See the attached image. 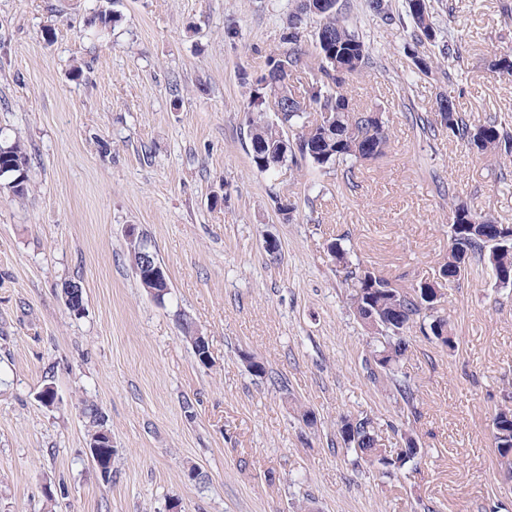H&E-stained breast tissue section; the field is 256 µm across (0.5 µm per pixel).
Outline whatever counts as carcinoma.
I'll return each mask as SVG.
<instances>
[{
    "label": "carcinoma",
    "instance_id": "cac0c4a2",
    "mask_svg": "<svg viewBox=\"0 0 512 512\" xmlns=\"http://www.w3.org/2000/svg\"><path fill=\"white\" fill-rule=\"evenodd\" d=\"M339 0H297L295 11L288 17V44L271 54L267 71L250 85L246 125L250 139L253 166L267 176L286 163L304 161L322 171L343 168L350 179L361 162L384 155L390 140L383 115L355 109L348 96V86L362 75L368 64L369 46L357 25L342 16ZM413 31L404 50L421 71L432 68V56L421 52L429 44L438 49L442 60L453 63L460 59L455 40L439 29L434 20L432 0H405ZM366 7L383 23H395L386 0H366ZM316 20L314 49H309L300 31L302 20ZM319 59L317 73L296 91L290 81L309 69L311 53ZM280 107L284 118H271L270 112ZM331 113L336 123L327 129L309 120L311 114ZM420 132L430 138L448 133V139L464 143L480 154L512 158V133L493 120L483 124L458 112L455 99L441 94L436 98L432 115H415ZM30 155L18 142L0 138V178L3 187L14 197L29 195L28 168ZM495 221L474 213L468 204L454 198L449 201L450 247L448 257L440 265L437 277L421 280L407 288L350 259V250L337 239L328 246L343 283L348 288L346 300L354 318L365 328L369 352L363 359L368 378L388 391L395 403L407 414L417 413L418 390L401 367L408 351L406 332L417 326L430 334L445 348L457 346L456 336L448 321L437 315L436 292L452 283L473 267L491 269L498 286L512 288V224L505 225L508 237L496 241L486 236L483 227ZM401 311L402 320H390L393 310ZM88 419L89 442L102 444L101 455L107 475L118 449L107 442V423L102 409L84 402ZM402 444L383 448L379 443L377 423L368 417H345L339 422V434L346 448L354 454L352 464L374 469L382 477L393 480L406 469H415L422 448L413 429H399ZM494 445L503 473L512 477V391H502L501 404L493 416Z\"/></svg>",
    "mask_w": 512,
    "mask_h": 512
}]
</instances>
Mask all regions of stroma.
<instances>
[{
    "mask_svg": "<svg viewBox=\"0 0 512 512\" xmlns=\"http://www.w3.org/2000/svg\"><path fill=\"white\" fill-rule=\"evenodd\" d=\"M364 3L340 0L371 57L353 100L383 112L392 138L348 186L338 171L290 163L269 177L251 162L240 77L281 49L293 0H0V132L31 156L29 197L0 189V512H167L173 499L182 512H512L492 438L512 384V296L491 270L444 290L455 351L407 333L417 470L389 481L354 467L337 431L366 414L394 448L404 417L363 369L367 333L328 244L348 239L352 261L407 284L448 254L449 195L512 224L501 159L410 120L449 91L458 111L512 123V77L488 67L512 49L500 0H447L435 22L461 59L425 74L403 52L406 29ZM105 10L117 21L101 30ZM280 196L297 204L291 219ZM131 224L167 269L165 304L132 272ZM71 281L78 315L61 298ZM182 315L208 336L210 366ZM86 400L119 452L108 483L89 456Z\"/></svg>",
    "mask_w": 512,
    "mask_h": 512,
    "instance_id": "stroma-1",
    "label": "stroma"
}]
</instances>
